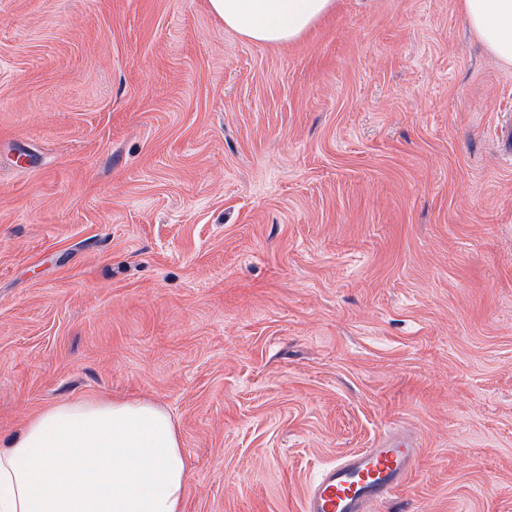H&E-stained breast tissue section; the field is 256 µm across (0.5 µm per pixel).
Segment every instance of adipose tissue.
<instances>
[{
	"label": "adipose tissue",
	"mask_w": 512,
	"mask_h": 512,
	"mask_svg": "<svg viewBox=\"0 0 512 512\" xmlns=\"http://www.w3.org/2000/svg\"><path fill=\"white\" fill-rule=\"evenodd\" d=\"M210 12L261 44L300 39L337 0H208ZM487 51L512 64V0H459ZM190 460L163 408L140 399L67 400L0 448V512H183Z\"/></svg>",
	"instance_id": "obj_1"
}]
</instances>
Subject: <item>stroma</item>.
Instances as JSON below:
<instances>
[{
  "label": "stroma",
  "mask_w": 512,
  "mask_h": 512,
  "mask_svg": "<svg viewBox=\"0 0 512 512\" xmlns=\"http://www.w3.org/2000/svg\"><path fill=\"white\" fill-rule=\"evenodd\" d=\"M512 66L458 0L291 44L208 0H0V442L150 400L184 512H302L414 435L377 512H512ZM418 447L412 435L399 433L337 458L313 481L302 510L375 512L410 480Z\"/></svg>",
  "instance_id": "stroma-1"
}]
</instances>
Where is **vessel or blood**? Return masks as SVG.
Here are the masks:
<instances>
[{
  "label": "vessel or blood",
  "mask_w": 512,
  "mask_h": 512,
  "mask_svg": "<svg viewBox=\"0 0 512 512\" xmlns=\"http://www.w3.org/2000/svg\"><path fill=\"white\" fill-rule=\"evenodd\" d=\"M418 451L416 438L399 433L337 458L311 484L303 512H376L408 483Z\"/></svg>",
  "instance_id": "obj_1"
}]
</instances>
